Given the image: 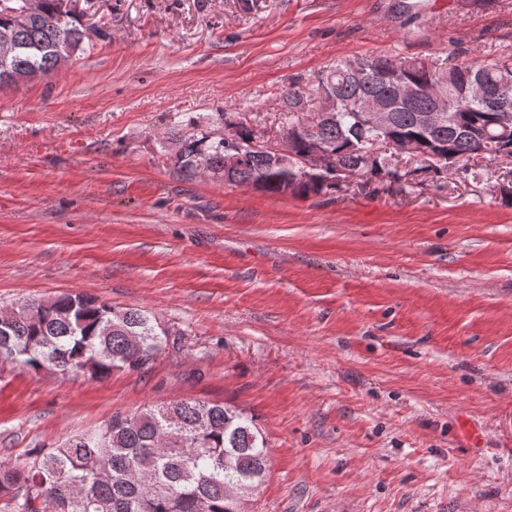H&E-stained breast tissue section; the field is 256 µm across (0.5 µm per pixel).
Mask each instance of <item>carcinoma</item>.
Listing matches in <instances>:
<instances>
[{
	"instance_id": "carcinoma-1",
	"label": "carcinoma",
	"mask_w": 512,
	"mask_h": 512,
	"mask_svg": "<svg viewBox=\"0 0 512 512\" xmlns=\"http://www.w3.org/2000/svg\"><path fill=\"white\" fill-rule=\"evenodd\" d=\"M7 2L0 0V38L10 37L11 52L0 53V85L47 76L101 39L74 17L60 18L63 0ZM394 76L414 94L379 131L370 125V112L393 97ZM473 81L483 83L484 97L469 95ZM441 83L448 109L424 130L418 115L437 111ZM282 98L288 161L274 163L269 151L250 147L251 126L235 125L233 144L192 118L197 133L167 132L176 171L193 176L203 170L269 194L318 196L340 187L348 172L391 188L412 181L417 169L392 163L388 147L426 163L437 176L465 170L478 156L512 157V52L482 63L381 53L338 60ZM316 148L332 155L331 164L304 178L301 168ZM165 336L148 313L118 310L83 293L0 311V347L34 371L98 380L117 369L146 372ZM266 472V441L252 419L223 403L181 400L115 414L103 427L70 435L54 448L0 461V512H240L244 494L261 485Z\"/></svg>"
}]
</instances>
